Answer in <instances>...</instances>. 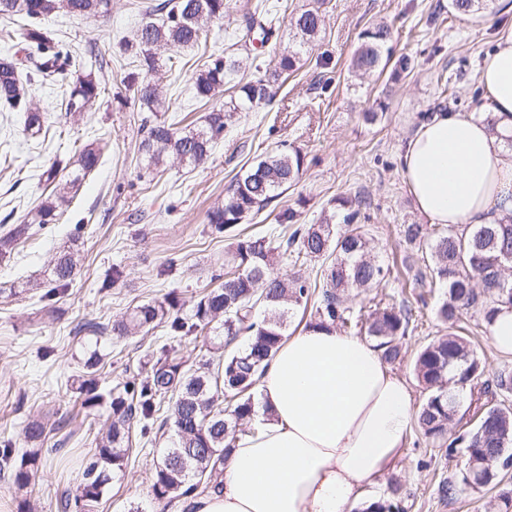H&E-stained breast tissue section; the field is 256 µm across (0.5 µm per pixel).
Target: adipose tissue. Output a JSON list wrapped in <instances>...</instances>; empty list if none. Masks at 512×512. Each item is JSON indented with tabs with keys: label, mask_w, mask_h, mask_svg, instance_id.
Segmentation results:
<instances>
[{
	"label": "adipose tissue",
	"mask_w": 512,
	"mask_h": 512,
	"mask_svg": "<svg viewBox=\"0 0 512 512\" xmlns=\"http://www.w3.org/2000/svg\"><path fill=\"white\" fill-rule=\"evenodd\" d=\"M478 112H436L411 135L403 176L441 225L512 217V25L483 61ZM256 388L255 430L238 436L218 489L191 512H354L416 425L408 385L373 343L336 329L285 336Z\"/></svg>",
	"instance_id": "obj_1"
}]
</instances>
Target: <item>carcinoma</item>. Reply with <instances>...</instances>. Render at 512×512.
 <instances>
[{"label": "carcinoma", "instance_id": "cac0c4a2", "mask_svg": "<svg viewBox=\"0 0 512 512\" xmlns=\"http://www.w3.org/2000/svg\"><path fill=\"white\" fill-rule=\"evenodd\" d=\"M492 0H449L451 14L484 15ZM319 6L291 17V25L310 40L324 24ZM111 0H0V18L8 23L0 36L8 41L19 37L38 51L35 68L0 55V107L21 114L23 134L30 139L51 131L50 113L32 107L39 90L66 84L62 94L64 111L79 118L104 93L93 63L70 76L66 72L71 50L52 41L44 27L52 18L104 17ZM225 0H160L140 9L141 21L135 31V71L123 81L133 87L138 100L151 107L160 101L153 75L160 55L179 48L205 47L209 41L208 23L224 19ZM283 10L282 0H256L250 4L244 24L231 34L235 46L249 44L254 29L272 33V22ZM390 29L377 25L364 30L351 67L364 74L374 72L382 63L394 62L397 74L410 73L414 59L401 54L391 60L387 42ZM296 52L283 54L273 70L254 76L239 86L234 112H252L270 105L272 86L288 79L297 68ZM232 56L209 59L192 76V94L197 101H208L222 90L235 69ZM143 138L139 151L148 165L157 167L172 156L194 167L206 163L224 139L228 127L222 109L208 114L201 127L178 129L166 121L143 118ZM101 149L88 144L78 149L76 167L69 189L78 190L87 174L95 170ZM308 166L299 150H280L258 161L242 176L234 178L226 189L224 203L207 213V223L227 238L224 266L216 275L222 283L203 293L191 313H180L179 301L171 295L134 307L125 318L112 323V334L137 336L163 324L172 336L214 333V322L221 321L224 343H211L201 355L199 367L192 369L180 361L160 358L151 372L140 381H127L107 395L98 392L94 374L97 354L84 363L85 379L79 390L85 418L104 419L106 431L95 440L90 457L69 480L60 501L62 512H98L108 490L111 475L128 465L133 451L131 423H142L141 438L152 427L163 431L167 420L160 419L165 405H171L173 434L154 464L151 490L154 500L168 507L185 502L218 486L224 464L234 447L245 420L254 409L252 389L256 376L273 356L287 334L288 314L297 309H314L309 327L336 328L346 334L366 333L388 363L401 356V341L415 329L412 307L404 304L377 307L365 318H354L343 306L344 295L351 290L379 285L389 269L371 258L368 229L362 221L363 200L342 198L336 212L319 224H301L298 211L287 208L278 214V224L292 227L290 233H253L238 227L257 216L265 207L298 182ZM73 197L52 190L0 237V262H8L15 244L28 237L36 227L53 224L70 206ZM401 235L411 246L425 251L423 265L405 280L409 295L423 300L424 288L444 289L445 299L436 310L438 322L448 333L424 345L417 353L413 373L422 386L425 399L417 414L421 434L434 442L453 447L464 444L466 471L479 466L486 455L512 447V406L497 400L498 393H512V372L498 373L494 386L475 389L484 373V365L470 348V341L458 334L462 314L476 309L490 322L501 306L512 307V221L505 224L436 225L404 224ZM293 264L320 263L321 279L310 281L298 273L274 271L272 256ZM76 273V258L71 248L57 252L49 264V283L61 288L69 285ZM249 338L242 350L230 345L240 336ZM469 390L477 417L475 426L463 437L448 442L450 426L459 408V395ZM48 434L38 420L27 423L25 436L30 448L21 459L6 444L0 448V470H10L14 483L25 488L32 484L37 461Z\"/></svg>", "mask_w": 512, "mask_h": 512}]
</instances>
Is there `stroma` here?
Returning a JSON list of instances; mask_svg holds the SVG:
<instances>
[{
	"instance_id": "35a3bbf8",
	"label": "stroma",
	"mask_w": 512,
	"mask_h": 512,
	"mask_svg": "<svg viewBox=\"0 0 512 512\" xmlns=\"http://www.w3.org/2000/svg\"><path fill=\"white\" fill-rule=\"evenodd\" d=\"M315 0H287L288 13L276 25L266 47L239 54L240 80L257 70L270 69L279 56L298 52V69L277 88L270 109L240 112L227 128L209 162L191 167L167 160L149 169L138 146L147 111L123 77L131 55L121 46L138 24L143 0H112L105 19L49 20L56 39L72 44L76 55L95 49L105 66L97 77L105 88L83 120L66 119L59 91L45 90L38 106L50 112L56 130L44 143H27L21 123H14V139L0 144L11 151L12 169L0 165V235L20 223L44 197L41 174L53 161L72 162L76 147L105 138L107 146L98 168L88 175L78 196L60 223L45 225L18 244L10 262L0 265V441H11L16 453L28 444L25 422L48 423L72 416L73 422L46 442L48 450L38 465L40 480L33 489H18L11 474L0 472V512H61L62 468L56 449L67 451L79 463L92 448L99 424L78 420L79 384L83 364L94 343L106 357L97 372L99 390L108 393L118 384L150 373L157 358L195 364L202 339L173 337L158 327L130 338L113 336V320L126 316L141 303L176 293L183 312H190L213 274L224 269L225 240L206 220L209 208L224 199L234 176L254 162L279 150L281 144L310 158L299 183L257 215L259 228L274 230L278 212L299 208L300 220L312 224L333 210L338 197H359L366 203L370 248L391 274L380 286L350 295L352 311L372 306L374 299L401 305L409 268L420 265L421 254L400 235L405 224L424 223L404 181L401 153L422 115L439 108L472 112L484 101L479 69L493 50L501 27L512 24V12L496 10L482 18L449 16L448 0H326L325 24L312 43H302L290 24L293 13ZM391 28L395 53L413 56L409 75H362L349 67L361 33L377 23ZM198 51L183 50L181 74L160 69L157 79L166 106L160 120L186 118L199 126L210 110L229 102V93L217 94L208 105L191 94L192 63ZM375 121H366V113ZM79 245L78 273L66 291L44 298L39 282L47 278L56 251ZM120 279H113V269ZM442 290L427 295L414 308L417 329L402 341L400 361L393 373L408 384L414 405L424 400L412 372L420 348L443 334L435 310ZM103 327L100 337L87 335L83 326ZM469 338L485 364V381L504 368L512 369V354L494 348L480 313L463 317ZM166 438L149 444L112 481L108 500L99 512H160L150 494L153 461ZM462 448L447 447L410 432L395 469L380 484L369 487L367 498L388 499L391 482L402 486L404 512H483L485 502L500 491H512V469L499 485L475 489L464 486ZM449 481L460 485L455 498L441 497L438 487Z\"/></svg>"
}]
</instances>
